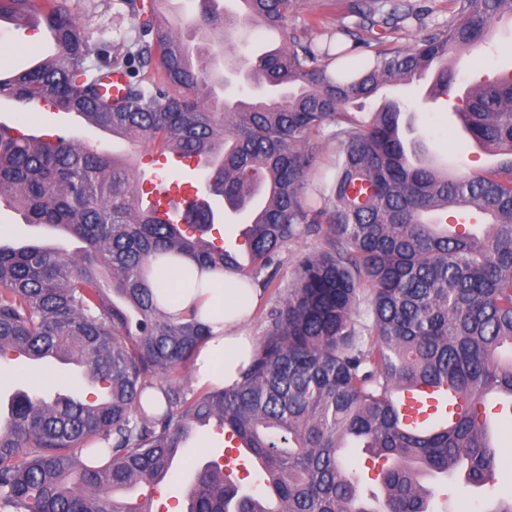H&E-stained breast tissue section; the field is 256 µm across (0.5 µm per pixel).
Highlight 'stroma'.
Wrapping results in <instances>:
<instances>
[{
  "instance_id": "stroma-1",
  "label": "stroma",
  "mask_w": 512,
  "mask_h": 512,
  "mask_svg": "<svg viewBox=\"0 0 512 512\" xmlns=\"http://www.w3.org/2000/svg\"><path fill=\"white\" fill-rule=\"evenodd\" d=\"M65 5L81 29L102 33L114 56L125 54L127 38L134 36L139 20L132 15L123 0H65ZM335 7L323 5L322 0H306L303 10L289 14V30L306 33L316 39L337 18ZM50 40L43 28L23 27L10 20L0 21V73L31 66L49 53ZM457 75V89H468L470 83L481 76L504 68L512 69V24L501 25L493 47L476 45L448 63ZM388 96L407 100L412 118L415 140L425 146L426 156L470 173H481L493 166L496 156L476 147L451 118V109L445 99H431L426 84L388 88ZM8 232L0 243L12 247L22 245H63L68 252L80 248L77 240L61 238L48 229L25 223L18 218L8 222ZM323 236L309 235L290 245L281 255L275 285L260 291L256 313L249 325L250 335L260 337L265 331L263 314L274 308L281 291L287 290L296 257L304 252L323 250ZM486 512L489 503L486 489L477 488L463 481H455L447 497H435L432 512H470L471 507Z\"/></svg>"
}]
</instances>
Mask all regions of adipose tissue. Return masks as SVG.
<instances>
[{
  "mask_svg": "<svg viewBox=\"0 0 512 512\" xmlns=\"http://www.w3.org/2000/svg\"><path fill=\"white\" fill-rule=\"evenodd\" d=\"M151 283L171 313L197 311L211 334L201 348L194 375L199 384L229 387L239 381L256 348L244 329L258 297L236 274L199 269L187 256L171 257L153 273Z\"/></svg>",
  "mask_w": 512,
  "mask_h": 512,
  "instance_id": "1",
  "label": "adipose tissue"
}]
</instances>
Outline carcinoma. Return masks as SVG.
I'll return each instance as SVG.
<instances>
[{
  "label": "carcinoma",
  "instance_id": "obj_1",
  "mask_svg": "<svg viewBox=\"0 0 512 512\" xmlns=\"http://www.w3.org/2000/svg\"><path fill=\"white\" fill-rule=\"evenodd\" d=\"M165 0L132 12L146 19L134 51L119 60L106 42L80 31L62 0H0V19L35 13L56 44L42 61L0 78V97L82 114L131 144L187 156L224 145L206 169L209 190L236 211L252 187L269 186L253 224L248 263L207 244L213 214L191 203L189 235L137 205L132 169L108 150L57 138L52 145L0 127V203L29 224L83 243L80 255L39 245L0 246V358L40 365L63 357L82 366L106 396L40 384L15 394L0 416V512H151L152 500L118 498L174 466L187 438L214 424L245 438L264 462L261 488L224 477V466L198 469L186 512H429L426 474L458 469L477 487L496 457L478 412L486 395L512 394V72L487 76L455 105L472 143L502 156L481 175H451L413 164L399 132L408 110L389 100L368 115L350 111L385 85L434 75L431 91L454 87L448 55L492 40L512 21V0H448V21L410 50L382 49L356 62L352 52L421 24L429 10L413 0H345L318 43L288 31V14L305 0H248L239 26L263 27L281 46L257 58L248 83L274 97L210 102L224 87V12L200 25L169 18ZM157 56L161 81L128 86L113 99L104 76ZM336 141L334 174L309 175L320 139ZM450 210L490 217L480 233L448 235ZM321 234L327 249L298 256L280 306L265 316L252 363L230 388L195 387L188 372L207 336L189 313L175 320L146 284L150 260L189 254L207 267L254 279L278 267L288 244ZM366 307H361V304ZM446 382L471 409L444 430L420 434L399 425L395 391ZM351 441L393 461L382 492L361 494V478L337 449Z\"/></svg>",
  "mask_w": 512,
  "mask_h": 512
}]
</instances>
